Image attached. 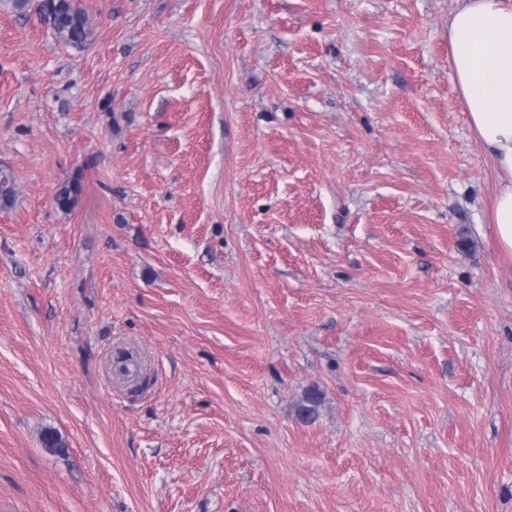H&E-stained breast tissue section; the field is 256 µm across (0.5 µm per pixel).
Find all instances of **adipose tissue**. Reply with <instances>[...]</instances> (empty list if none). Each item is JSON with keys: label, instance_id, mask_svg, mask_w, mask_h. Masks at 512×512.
<instances>
[{"label": "adipose tissue", "instance_id": "ef3b65f1", "mask_svg": "<svg viewBox=\"0 0 512 512\" xmlns=\"http://www.w3.org/2000/svg\"><path fill=\"white\" fill-rule=\"evenodd\" d=\"M448 44L469 125L497 168L491 222L512 252V0H459Z\"/></svg>", "mask_w": 512, "mask_h": 512}]
</instances>
